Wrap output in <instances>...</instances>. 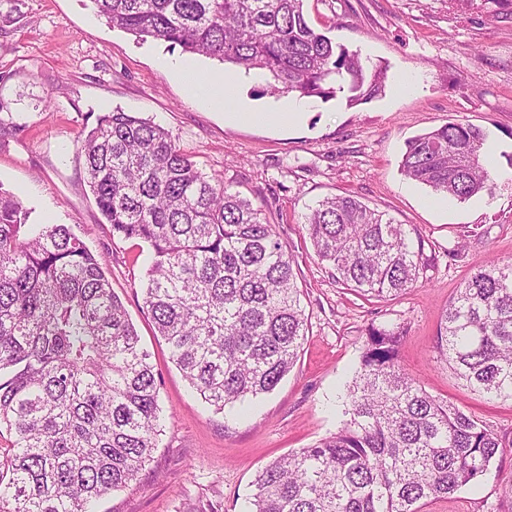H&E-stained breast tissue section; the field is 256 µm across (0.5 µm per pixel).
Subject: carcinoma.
Instances as JSON below:
<instances>
[{"label":"carcinoma","mask_w":512,"mask_h":512,"mask_svg":"<svg viewBox=\"0 0 512 512\" xmlns=\"http://www.w3.org/2000/svg\"><path fill=\"white\" fill-rule=\"evenodd\" d=\"M116 28L232 67L266 71L273 89L349 104L384 91L306 20L305 0H93ZM485 133L449 122L406 143L402 174L465 201L491 192ZM85 174L112 238L152 251L143 304L169 359L222 411L272 392L308 330L294 260L251 199L203 173L173 134L120 110L81 141ZM0 192V512H91L128 487L161 434L150 354L103 264L65 224H30ZM336 283L388 300L427 268L422 241L357 198L332 196L305 217ZM403 331H369L349 386L350 418L272 461L250 512H422L475 481L505 444L400 366ZM436 350L470 392L512 401V261L474 270L441 315Z\"/></svg>","instance_id":"obj_1"}]
</instances>
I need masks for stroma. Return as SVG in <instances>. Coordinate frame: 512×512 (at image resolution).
<instances>
[{
	"mask_svg": "<svg viewBox=\"0 0 512 512\" xmlns=\"http://www.w3.org/2000/svg\"><path fill=\"white\" fill-rule=\"evenodd\" d=\"M304 10L315 30L386 66L387 87L353 108L309 99L304 123L282 130L225 123V106L190 97L161 61L186 57L203 74L223 73L222 63L114 29L92 0H0V191L30 223L72 227L102 260L159 389L152 461L93 512H249L260 470L340 429L373 326L403 328L401 367L510 443L474 484L425 512H512V401L470 393L435 349L462 280L489 260H512V0H306ZM237 79L245 109L281 98L262 71ZM116 109L171 131L202 172L261 207L295 260L306 340L275 390L240 411H215L170 361L143 307L151 251L112 237L86 183L80 142ZM455 120L485 131L494 188L441 207L402 174L401 159L408 139ZM347 194L422 238L429 267L416 288L367 300L317 259L304 217Z\"/></svg>",
	"mask_w": 512,
	"mask_h": 512,
	"instance_id": "obj_1",
	"label": "stroma"
}]
</instances>
